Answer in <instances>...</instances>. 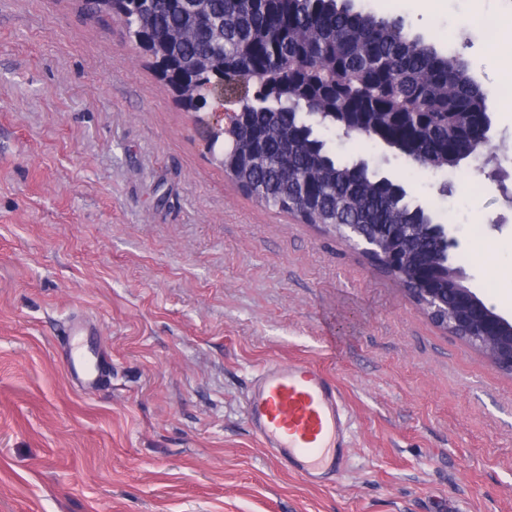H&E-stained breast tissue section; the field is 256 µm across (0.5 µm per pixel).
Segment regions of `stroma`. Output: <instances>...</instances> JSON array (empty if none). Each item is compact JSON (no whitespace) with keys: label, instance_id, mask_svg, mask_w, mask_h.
Wrapping results in <instances>:
<instances>
[{"label":"stroma","instance_id":"1","mask_svg":"<svg viewBox=\"0 0 512 512\" xmlns=\"http://www.w3.org/2000/svg\"><path fill=\"white\" fill-rule=\"evenodd\" d=\"M355 3L461 53L483 86L506 76L512 0ZM489 10L495 48L473 23ZM323 137L452 225L453 264L512 321V203L474 161ZM77 314L108 353L87 395L55 347ZM298 358L347 404L333 485L282 469L244 414L257 369ZM0 512H512V375L336 233L242 192L121 23L0 0Z\"/></svg>","mask_w":512,"mask_h":512}]
</instances>
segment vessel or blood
Returning <instances> with one entry per match:
<instances>
[{"label":"vessel or blood","instance_id":"obj_1","mask_svg":"<svg viewBox=\"0 0 512 512\" xmlns=\"http://www.w3.org/2000/svg\"><path fill=\"white\" fill-rule=\"evenodd\" d=\"M83 321L68 323L63 366L68 381L99 389L102 372L84 364L82 342L95 335ZM245 414L255 437L277 463L308 482L330 485L347 462L349 418L330 374L306 361H273L260 367L248 388Z\"/></svg>","mask_w":512,"mask_h":512}]
</instances>
